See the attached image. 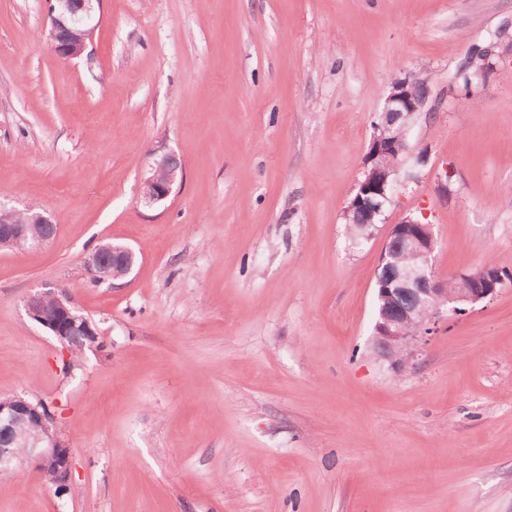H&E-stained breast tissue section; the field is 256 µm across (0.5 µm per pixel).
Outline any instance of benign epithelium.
I'll list each match as a JSON object with an SVG mask.
<instances>
[{
	"label": "benign epithelium",
	"instance_id": "1",
	"mask_svg": "<svg viewBox=\"0 0 512 512\" xmlns=\"http://www.w3.org/2000/svg\"><path fill=\"white\" fill-rule=\"evenodd\" d=\"M100 0H82L80 11L73 10L71 0H54L51 5L49 36L52 47L64 59L80 57L90 40L95 25L93 3ZM491 58L483 59L474 69L464 64L461 73L467 79V91L485 77L492 67ZM430 89L425 81L415 77L396 78L391 82L380 112L381 123L372 134L367 153L366 168L358 190L345 207L349 212L367 211L375 216L382 213L390 201L396 177L381 164L385 155H405L408 150L406 135L411 119L422 111L429 99ZM176 156L165 153L156 157L149 175L143 179L141 196L149 205L165 200L173 185L182 178V164ZM57 226L33 206L17 208L0 201V250H12L22 243L31 247L51 241ZM436 247L433 232L420 234L418 226L405 219L391 226L382 264L389 263L394 251L409 255L413 263L394 266L388 274L377 278L378 295L403 294L413 299V305L391 314H380L375 324L376 340L383 357L397 370L417 356L418 344L426 343L442 317L443 308L463 314L467 307L493 297L501 282L489 277L485 268H475L463 276L481 284L467 293L450 294L445 282L433 271L431 258ZM137 264L136 253L121 245L102 244L94 249L86 261V270L94 280L106 277L114 281L128 277ZM27 317L52 336L62 348V355L74 350L76 336L97 343V330L90 319L81 314L70 293L64 288L44 285L23 298ZM415 327L416 332L408 331ZM54 464V482L67 486L72 474L71 448L60 439L55 418L49 407L22 396L0 399V467L26 469L33 465L40 470L47 463Z\"/></svg>",
	"mask_w": 512,
	"mask_h": 512
}]
</instances>
